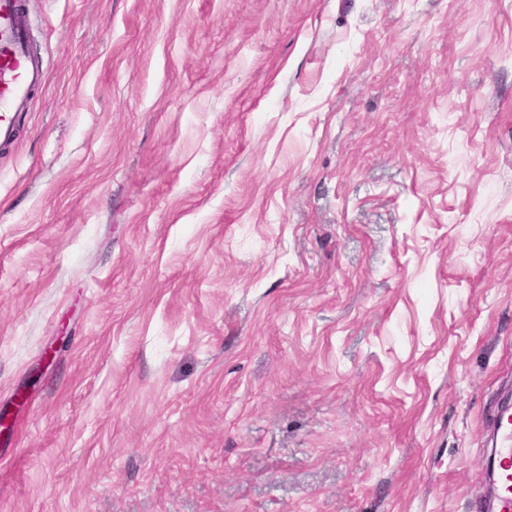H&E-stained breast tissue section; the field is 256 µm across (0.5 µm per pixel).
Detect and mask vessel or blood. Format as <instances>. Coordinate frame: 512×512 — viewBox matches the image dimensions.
Returning a JSON list of instances; mask_svg holds the SVG:
<instances>
[{
  "instance_id": "vessel-or-blood-1",
  "label": "vessel or blood",
  "mask_w": 512,
  "mask_h": 512,
  "mask_svg": "<svg viewBox=\"0 0 512 512\" xmlns=\"http://www.w3.org/2000/svg\"><path fill=\"white\" fill-rule=\"evenodd\" d=\"M45 80L39 61L29 50L28 31L21 21L20 0H0V143H12L19 114L33 90ZM501 430L499 493L496 512H512V414L499 420Z\"/></svg>"
}]
</instances>
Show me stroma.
I'll return each instance as SVG.
<instances>
[{
    "instance_id": "35a3bbf8",
    "label": "stroma",
    "mask_w": 512,
    "mask_h": 512,
    "mask_svg": "<svg viewBox=\"0 0 512 512\" xmlns=\"http://www.w3.org/2000/svg\"><path fill=\"white\" fill-rule=\"evenodd\" d=\"M22 9L0 512H485L512 0Z\"/></svg>"
}]
</instances>
